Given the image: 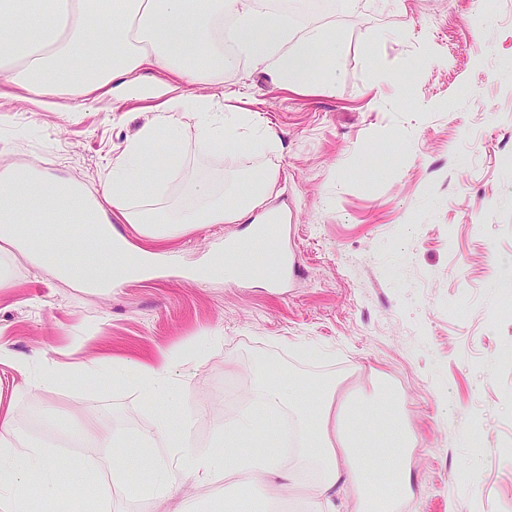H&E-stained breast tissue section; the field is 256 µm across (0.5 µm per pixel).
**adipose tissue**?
<instances>
[{
	"instance_id": "obj_1",
	"label": "adipose tissue",
	"mask_w": 512,
	"mask_h": 512,
	"mask_svg": "<svg viewBox=\"0 0 512 512\" xmlns=\"http://www.w3.org/2000/svg\"><path fill=\"white\" fill-rule=\"evenodd\" d=\"M337 41L331 31L292 32L287 11H275L273 0H46L41 7L36 0H0V85L22 89L29 99L51 109L59 101L74 102L99 90L115 96L140 90L163 101L156 122L112 160V177L101 196L33 166L1 164L0 240L13 241V225L26 214L62 228L118 218L145 239V246L136 250L144 258L150 245L197 225L243 221L263 205L273 174L260 173L249 191L229 199L199 186L195 205L180 212L164 213L149 204L174 167L172 154L155 155L151 147L161 134L177 141L182 112L197 113V146L206 154L236 152L242 127L251 129L253 143L271 137L237 107L241 90L230 91L218 108L199 96L175 94V84L223 85L225 71L243 58L278 88L299 94L314 86L325 91L336 73L324 71L320 81H313V60L323 46ZM144 72L161 73L165 79L145 86L140 81ZM122 365L156 398H168L178 387L170 364L126 359ZM332 393L329 386L319 392L324 409L296 411L304 438L300 464L315 465L321 472L312 512H333L337 487L349 484L357 486L361 505H368L377 477L409 489L410 470L402 462L408 433L401 418L388 414V442L373 445L366 428L351 425L350 411L333 405ZM19 432L13 408L0 410V512H29L26 491L35 480L42 486L41 512H60L64 501L76 498L77 485L64 479L61 466L42 444L16 453ZM169 433V419L162 415L138 434L141 444L153 451L147 484L153 497L174 498L190 479L212 483L230 478L236 487L268 501L277 498L280 482L300 485L298 466L272 454L185 448L170 441Z\"/></svg>"
}]
</instances>
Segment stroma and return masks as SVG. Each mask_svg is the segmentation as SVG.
<instances>
[{"label": "stroma", "mask_w": 512, "mask_h": 512, "mask_svg": "<svg viewBox=\"0 0 512 512\" xmlns=\"http://www.w3.org/2000/svg\"><path fill=\"white\" fill-rule=\"evenodd\" d=\"M486 19L477 30V19ZM299 32L336 31V81L328 92L274 87L247 63L223 86L191 87L221 100L247 85L248 109L271 130L268 146L204 155L184 113L181 165L156 205L188 207L197 182L246 189L276 173L270 208L292 212L289 242L300 270L281 288L261 279L197 280L246 224H201L164 243L173 278L138 277L109 288L65 279L29 243L0 248V344L30 369L80 346L94 374L28 386L0 366V403L13 405L17 443L49 446L70 478L90 467L130 481L148 473L137 451L62 448L61 436L153 425L163 404L117 380L112 358L163 362L184 348L198 363L179 370L181 404L196 416L183 436L210 447L225 420L255 398L260 380L307 388L332 382L355 399L382 389L414 442L405 463L411 493L390 512H512V312L500 279L512 270V0H330L327 10L289 11ZM391 79L378 82L377 71ZM158 99L96 92L75 112L47 109L0 88V164L36 165L100 194L108 164L147 125ZM482 431V447L471 445ZM280 512L224 482L188 484L151 512Z\"/></svg>", "instance_id": "obj_1"}]
</instances>
